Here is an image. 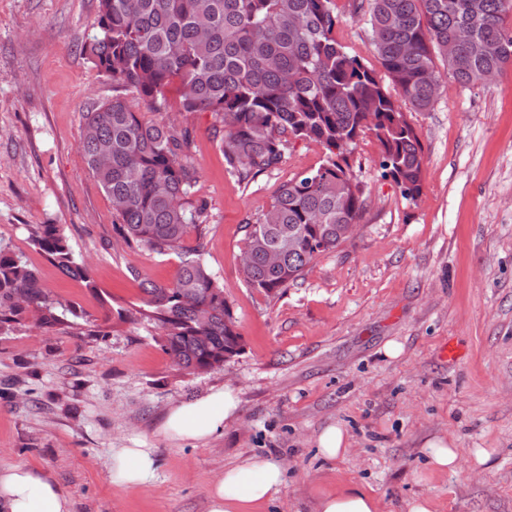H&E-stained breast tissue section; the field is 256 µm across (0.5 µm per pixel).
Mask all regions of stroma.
<instances>
[{"instance_id":"1","label":"stroma","mask_w":512,"mask_h":512,"mask_svg":"<svg viewBox=\"0 0 512 512\" xmlns=\"http://www.w3.org/2000/svg\"><path fill=\"white\" fill-rule=\"evenodd\" d=\"M336 4L337 39L373 60L366 15ZM97 21L98 0H0V241L79 312L62 328L23 322L0 334V468L49 473L72 512H206L209 483L254 455L285 474L265 512H314L320 494L350 485L382 512H408L417 497L435 512H512V68L469 88L441 77L434 105L408 112L424 150L417 201L382 177L376 140H361L358 230L276 297L243 279L245 226L321 164V146L293 141L281 165L245 184L225 165L212 113L181 111L175 89L166 110L145 111L193 131L207 261L245 343L222 369L193 375L150 326L117 318L140 303L141 275L172 282L179 260L116 243L112 206L84 162V116L114 94L83 50ZM31 224L63 225L94 288L33 247ZM221 387L238 410L208 441L159 434L171 407ZM329 425L348 440L333 460L316 448ZM437 437L458 448L455 471L430 468L425 445ZM116 448L155 449L153 478L113 483Z\"/></svg>"}]
</instances>
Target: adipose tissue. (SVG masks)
Here are the masks:
<instances>
[{
  "mask_svg": "<svg viewBox=\"0 0 512 512\" xmlns=\"http://www.w3.org/2000/svg\"><path fill=\"white\" fill-rule=\"evenodd\" d=\"M237 409L231 390L221 388L172 407L159 429L169 442H205ZM113 475L131 486L153 477L157 462L151 448H119ZM284 484L282 467L260 456L244 460L217 477L206 491L207 512H264ZM72 503L51 475L18 464L0 470V512H71ZM315 512H380L378 500L362 488L340 489L318 498Z\"/></svg>",
  "mask_w": 512,
  "mask_h": 512,
  "instance_id": "adipose-tissue-1",
  "label": "adipose tissue"
}]
</instances>
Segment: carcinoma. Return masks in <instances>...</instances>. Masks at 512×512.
<instances>
[{
  "label": "carcinoma",
  "instance_id": "obj_1",
  "mask_svg": "<svg viewBox=\"0 0 512 512\" xmlns=\"http://www.w3.org/2000/svg\"><path fill=\"white\" fill-rule=\"evenodd\" d=\"M365 1L378 70L337 40L336 0H98V30L84 50L117 95L86 112L83 158L111 202L115 236L180 258L172 282L142 279V304L116 314L150 324L178 369H218L244 341L206 258L207 206L192 201L191 130L143 120L139 103L162 111L178 85L182 111L214 114L213 137L241 182L277 166L295 139L322 147L323 163L283 184L244 239V281L276 296L360 221L366 196L349 158L364 136L379 143L382 177L407 200L422 194V145L402 104L431 108L437 64L462 86L512 66V0H356L357 8ZM104 152L106 167L98 162ZM29 238L65 275L95 287L62 225L35 224ZM275 246L283 250L278 267L266 259ZM68 314L79 317L0 243V333L23 321L51 327Z\"/></svg>",
  "mask_w": 512,
  "mask_h": 512
}]
</instances>
